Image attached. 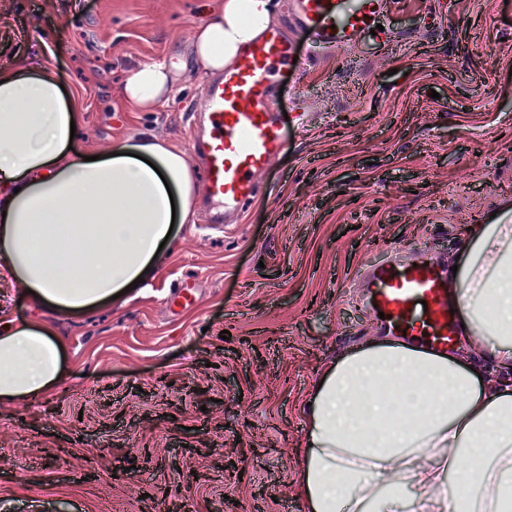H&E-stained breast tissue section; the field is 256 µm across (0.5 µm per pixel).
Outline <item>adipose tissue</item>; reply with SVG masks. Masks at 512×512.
<instances>
[{
  "label": "adipose tissue",
  "mask_w": 512,
  "mask_h": 512,
  "mask_svg": "<svg viewBox=\"0 0 512 512\" xmlns=\"http://www.w3.org/2000/svg\"><path fill=\"white\" fill-rule=\"evenodd\" d=\"M270 23V0H224L193 35L209 73ZM169 65H144L125 99L163 103ZM79 95L28 58L0 67V278L36 309L111 301L145 269L172 223H187L185 153L156 139L115 141L95 161L71 148ZM452 274L463 334L491 366L375 337L327 363L310 398L297 494L303 512H512V224L478 223ZM65 377L50 324L0 305V399L39 398Z\"/></svg>",
  "instance_id": "ef3b65f1"
}]
</instances>
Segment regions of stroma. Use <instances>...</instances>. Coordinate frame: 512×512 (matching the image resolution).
Masks as SVG:
<instances>
[{"mask_svg": "<svg viewBox=\"0 0 512 512\" xmlns=\"http://www.w3.org/2000/svg\"><path fill=\"white\" fill-rule=\"evenodd\" d=\"M222 0H0L17 56L79 94L78 147L133 137L183 150L209 81L190 52ZM395 47L308 54L282 71L285 146L228 224L196 188L153 278L85 312H32L70 369L39 401L0 402V512H303L302 412L321 364L379 333L356 300L367 260L417 248L455 262L463 225L512 219V0H386ZM174 66L141 112L125 81ZM303 122H296L297 110ZM195 298L171 303L180 287Z\"/></svg>", "mask_w": 512, "mask_h": 512, "instance_id": "obj_1", "label": "stroma"}]
</instances>
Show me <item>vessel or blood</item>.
<instances>
[{"mask_svg": "<svg viewBox=\"0 0 512 512\" xmlns=\"http://www.w3.org/2000/svg\"><path fill=\"white\" fill-rule=\"evenodd\" d=\"M383 3L290 0L296 26L311 35L315 48L341 51L356 48L362 37L382 47L392 43ZM296 55L293 39L279 27H267L204 89L210 134L198 150L207 196L222 204L225 214L242 211L257 196V174L269 169L284 148L277 77ZM361 286L395 335L438 352L454 344L458 325L448 279L428 254L368 263Z\"/></svg>", "mask_w": 512, "mask_h": 512, "instance_id": "b4317fda", "label": "vessel or blood"}]
</instances>
